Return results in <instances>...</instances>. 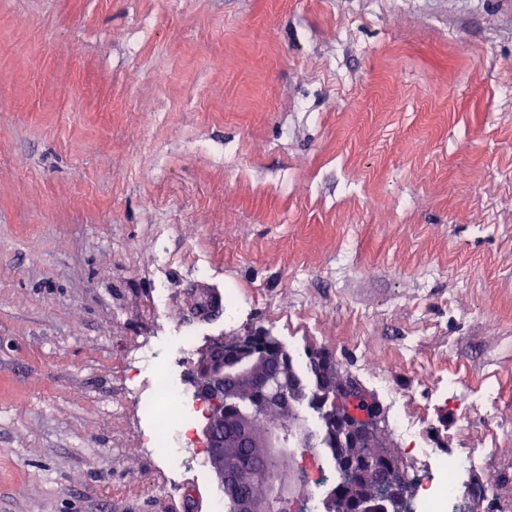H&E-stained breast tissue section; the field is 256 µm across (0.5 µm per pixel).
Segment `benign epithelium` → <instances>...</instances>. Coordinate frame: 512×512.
Wrapping results in <instances>:
<instances>
[{"instance_id": "7a95c632", "label": "benign epithelium", "mask_w": 512, "mask_h": 512, "mask_svg": "<svg viewBox=\"0 0 512 512\" xmlns=\"http://www.w3.org/2000/svg\"><path fill=\"white\" fill-rule=\"evenodd\" d=\"M193 314L217 313L223 309L222 297L206 288L193 295ZM282 356L269 352L259 358L247 341H239L224 347V340L217 339L207 347L196 362V370L207 379L202 400L208 405L203 433L211 469L224 486L232 490L239 488L242 477L231 467L224 466V458H230L242 448H257L263 466L250 475V483L267 489L263 496L252 493L237 499V512H274V504L290 496L292 486L285 475L273 467V449L281 447L274 435L258 432L259 422L280 405L296 404L305 398L299 381L281 372ZM246 377L257 379L265 388V395L254 400L249 408L233 418L224 419V398L238 390ZM318 396L322 403L323 427L336 436V464L356 476L355 497L349 505L360 512H384V500L374 492L380 482L389 484L394 493L398 484L389 478V462L382 459L368 463L355 452L361 441L360 434L350 426L343 411L345 401L350 399L355 386L345 381L334 385L318 383Z\"/></svg>"}]
</instances>
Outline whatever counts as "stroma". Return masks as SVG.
Masks as SVG:
<instances>
[{"label": "stroma", "mask_w": 512, "mask_h": 512, "mask_svg": "<svg viewBox=\"0 0 512 512\" xmlns=\"http://www.w3.org/2000/svg\"><path fill=\"white\" fill-rule=\"evenodd\" d=\"M0 49V512H210L122 364L173 328L325 353L389 449L495 390L464 512L512 501V0H0ZM192 307L193 314L196 316L208 312L218 313L223 310V300L214 291L202 288L193 295Z\"/></svg>", "instance_id": "stroma-1"}]
</instances>
